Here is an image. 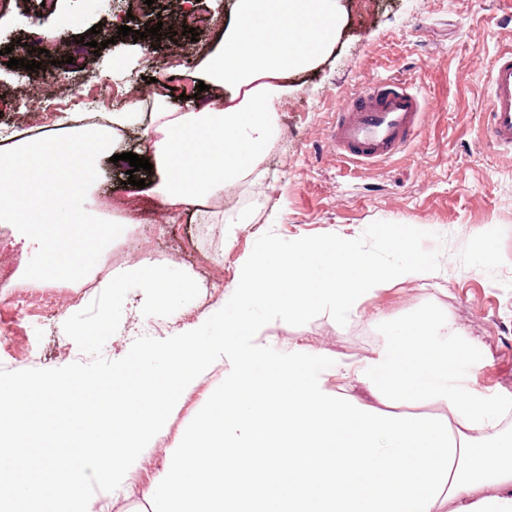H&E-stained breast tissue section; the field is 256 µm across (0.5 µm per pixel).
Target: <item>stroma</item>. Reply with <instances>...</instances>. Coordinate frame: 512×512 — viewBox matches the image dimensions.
<instances>
[{
	"label": "stroma",
	"instance_id": "35a3bbf8",
	"mask_svg": "<svg viewBox=\"0 0 512 512\" xmlns=\"http://www.w3.org/2000/svg\"><path fill=\"white\" fill-rule=\"evenodd\" d=\"M227 0H197L212 17L198 38L118 36L127 4L150 22L177 26V0H116L112 10L96 0H57L52 13L41 0H0V148L12 136L44 138L60 132L64 118L106 123L117 104L139 96L149 119L154 85L170 108L197 93L185 74L205 50L220 43ZM345 22L331 53L293 81L278 109L279 133L252 174L205 207L180 213L159 199L131 200L136 219L112 241L104 259L87 272L94 290L76 298L74 281L34 283L41 244L19 225L0 226V265L15 268L0 285V378L81 371L99 375L113 356L133 352L185 328L212 335L208 311L220 305L254 244L288 250L302 239H356L380 259H392L389 239L401 226L420 257L439 268L437 278L406 281L365 299L356 317L338 326L326 314L279 322L265 334L274 350L298 346L344 360H360L389 341L412 315L427 321L450 316L482 361L466 377L477 389L512 394V153L485 136L488 75L496 54L512 49V0H339ZM99 34H92V27ZM61 38L49 61L17 81L5 47L42 44L44 31ZM105 42L92 52L86 36ZM398 79L427 101L414 138L393 159L349 160L335 152L329 133L334 114L376 79ZM246 213L242 224L228 215ZM140 259L188 274L192 283L175 308L157 306L138 289L112 296L111 273ZM96 327V336L73 335ZM222 388L220 370L186 389L163 433L145 453L129 488L150 484L165 469L169 450L184 446L205 413L204 402Z\"/></svg>",
	"mask_w": 512,
	"mask_h": 512
}]
</instances>
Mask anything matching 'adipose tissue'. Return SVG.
Segmentation results:
<instances>
[{
  "label": "adipose tissue",
  "instance_id": "obj_1",
  "mask_svg": "<svg viewBox=\"0 0 512 512\" xmlns=\"http://www.w3.org/2000/svg\"><path fill=\"white\" fill-rule=\"evenodd\" d=\"M344 23L338 0H233L220 44L194 70L218 97L186 111L155 94L142 130L161 204L203 205L244 179L277 134L288 79L319 63ZM116 152L108 131L76 129L15 141L0 154V224L34 229L45 249L36 278L76 280L101 257L107 238L132 223L124 209L86 205L102 164ZM384 263L357 241L301 240L288 252L259 244L224 304L208 313L218 334L151 342L112 360L94 379L0 380V512H94L101 495L125 484L161 434L181 393L230 364L186 449L140 492L150 512H263L287 499L290 512H512V438L501 429L512 399L461 378L468 355L448 320H406L372 356L345 362L324 352L273 350L266 324L311 312L344 323L387 285L436 276L413 240L392 235ZM136 286L171 300L188 287L142 259L112 275L108 288ZM259 305L265 323L229 317ZM343 387L327 388L330 374ZM364 389L370 403L357 401ZM432 404L447 418L401 415Z\"/></svg>",
  "mask_w": 512,
  "mask_h": 512
}]
</instances>
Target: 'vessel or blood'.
Here are the masks:
<instances>
[{
  "label": "vessel or blood",
  "instance_id": "b4317fda",
  "mask_svg": "<svg viewBox=\"0 0 512 512\" xmlns=\"http://www.w3.org/2000/svg\"><path fill=\"white\" fill-rule=\"evenodd\" d=\"M485 135L498 148L512 151V52L499 55L489 77ZM424 99L391 80H376L354 93L337 112L330 138L343 155L363 161L386 160L415 135Z\"/></svg>",
  "mask_w": 512,
  "mask_h": 512
}]
</instances>
